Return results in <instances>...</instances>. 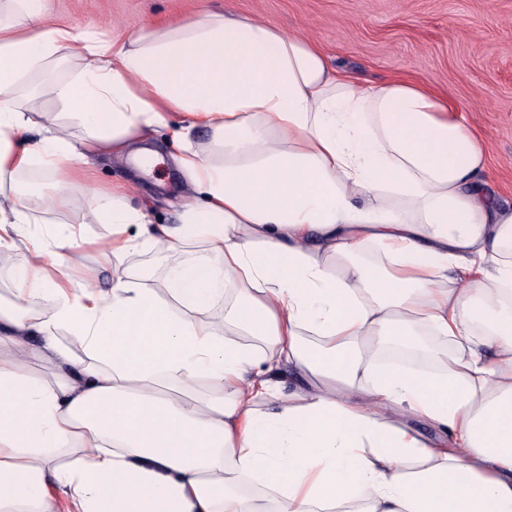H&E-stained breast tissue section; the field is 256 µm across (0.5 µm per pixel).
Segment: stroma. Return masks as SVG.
Instances as JSON below:
<instances>
[{
  "instance_id": "35a3bbf8",
  "label": "stroma",
  "mask_w": 512,
  "mask_h": 512,
  "mask_svg": "<svg viewBox=\"0 0 512 512\" xmlns=\"http://www.w3.org/2000/svg\"><path fill=\"white\" fill-rule=\"evenodd\" d=\"M55 21L80 33L111 36L153 24L224 11L308 34L332 65L353 78L430 83L464 113L488 151L484 180L512 202V0H50ZM152 142L163 160L150 175L135 173L124 155L95 157L100 184H127L134 203H146L156 224H177L182 177L162 135ZM81 238L71 251L69 276L76 287L107 288L113 266L126 268L150 288H161L171 267L201 253L188 241L182 252L147 245L122 256L102 253L112 227L91 223L80 202L64 217L31 216L18 226L15 247L0 248V305L15 300L22 256L52 248L67 231Z\"/></svg>"
}]
</instances>
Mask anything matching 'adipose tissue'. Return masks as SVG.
I'll use <instances>...</instances> for the list:
<instances>
[{"instance_id":"adipose-tissue-1","label":"adipose tissue","mask_w":512,"mask_h":512,"mask_svg":"<svg viewBox=\"0 0 512 512\" xmlns=\"http://www.w3.org/2000/svg\"><path fill=\"white\" fill-rule=\"evenodd\" d=\"M63 59L38 88L52 108L24 104ZM157 133L190 190L175 225L90 187L91 156H147ZM36 159L52 195L22 177ZM486 163L446 95L340 74L308 35L209 12L104 39L0 0V246L85 187L113 255L207 245L161 296L119 266L78 290L24 257L0 307L18 352L0 358V512H512V204ZM229 289L225 323L259 345L205 321ZM40 293L50 313L28 310ZM423 329L452 345L436 370L382 358ZM35 334L52 379L19 359ZM284 365L299 392L273 380Z\"/></svg>"}]
</instances>
